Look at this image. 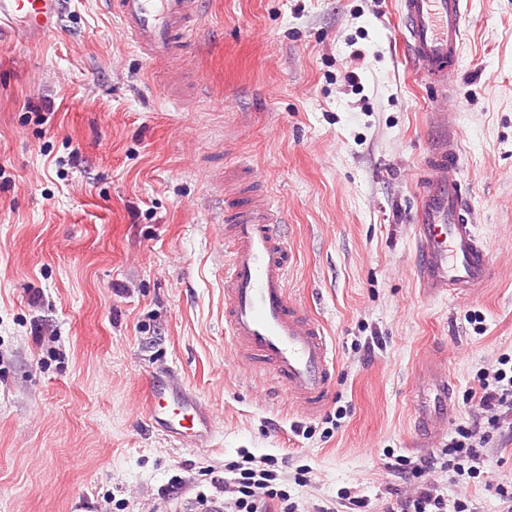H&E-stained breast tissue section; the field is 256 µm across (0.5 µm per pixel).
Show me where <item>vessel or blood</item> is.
<instances>
[{
    "mask_svg": "<svg viewBox=\"0 0 512 512\" xmlns=\"http://www.w3.org/2000/svg\"><path fill=\"white\" fill-rule=\"evenodd\" d=\"M199 0H110L108 7L150 62L192 49L189 24ZM470 0H398L410 59L430 104L431 123L446 126L448 101L457 92L464 21ZM65 0H0V43L36 42L55 33ZM459 140L442 136L424 163L418 183L415 253L426 296H470L489 286L493 262L474 221L460 176ZM248 171L243 185L224 194L225 332L240 358L270 373L307 414L319 413L333 386L334 355L319 321L288 297L291 251L284 219ZM150 426L174 446L211 445L217 422L191 387L163 367L145 383ZM452 389L434 373L416 394V423L425 440L448 425Z\"/></svg>",
    "mask_w": 512,
    "mask_h": 512,
    "instance_id": "vessel-or-blood-1",
    "label": "vessel or blood"
}]
</instances>
